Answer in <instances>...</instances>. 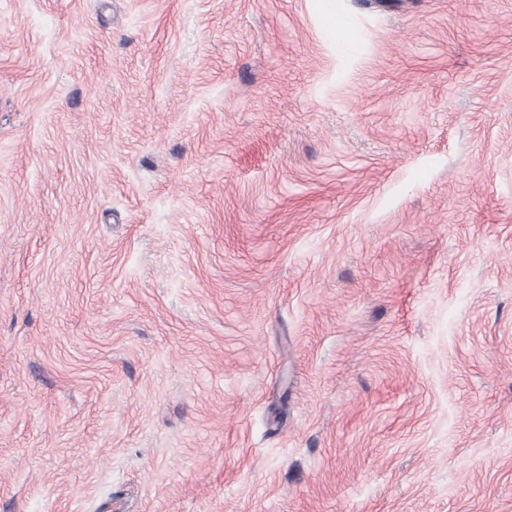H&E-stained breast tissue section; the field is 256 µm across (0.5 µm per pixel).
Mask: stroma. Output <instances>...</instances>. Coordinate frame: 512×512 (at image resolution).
Wrapping results in <instances>:
<instances>
[{
    "instance_id": "stroma-1",
    "label": "stroma",
    "mask_w": 512,
    "mask_h": 512,
    "mask_svg": "<svg viewBox=\"0 0 512 512\" xmlns=\"http://www.w3.org/2000/svg\"><path fill=\"white\" fill-rule=\"evenodd\" d=\"M0 512H512V0H0Z\"/></svg>"
}]
</instances>
